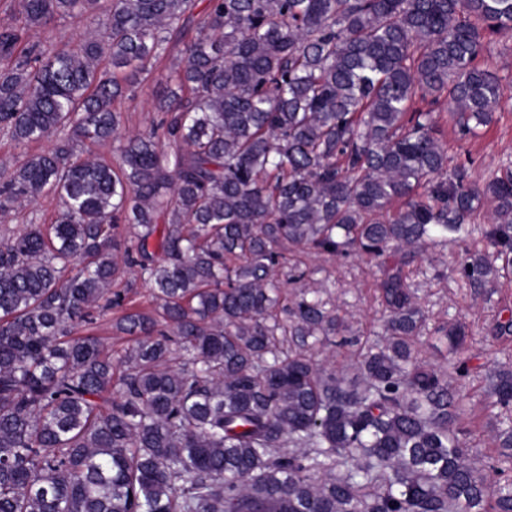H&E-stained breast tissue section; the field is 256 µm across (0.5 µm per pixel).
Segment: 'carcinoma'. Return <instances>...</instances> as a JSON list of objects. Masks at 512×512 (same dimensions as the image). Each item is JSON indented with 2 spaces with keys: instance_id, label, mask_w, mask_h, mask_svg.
<instances>
[{
  "instance_id": "1",
  "label": "carcinoma",
  "mask_w": 512,
  "mask_h": 512,
  "mask_svg": "<svg viewBox=\"0 0 512 512\" xmlns=\"http://www.w3.org/2000/svg\"><path fill=\"white\" fill-rule=\"evenodd\" d=\"M19 0L0 19V129L55 138L0 171V214L52 195L0 242V512H512V455L470 462L448 375L403 267L486 221L475 288L512 276V163L470 183L434 113L469 135L502 106L484 64L512 0ZM91 20L46 52L25 30ZM196 36L164 73L166 44ZM158 77L159 124L114 103ZM112 142L119 163L84 154ZM300 253L377 262L383 339L306 287ZM149 283L156 313L112 285ZM300 286L293 306L280 288ZM122 353L94 333L114 309ZM458 379L467 327L444 323ZM356 347L349 377L317 343ZM512 413V370L489 376ZM494 441L512 448V417Z\"/></svg>"
}]
</instances>
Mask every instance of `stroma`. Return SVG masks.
Returning a JSON list of instances; mask_svg holds the SVG:
<instances>
[{"instance_id": "stroma-1", "label": "stroma", "mask_w": 512, "mask_h": 512, "mask_svg": "<svg viewBox=\"0 0 512 512\" xmlns=\"http://www.w3.org/2000/svg\"><path fill=\"white\" fill-rule=\"evenodd\" d=\"M93 31L88 21L61 18L47 27L28 29L26 37L53 50L76 44ZM163 90V84L154 80L140 87L134 98L117 102L127 131L138 130L157 120L153 100ZM462 145L473 160L469 169V178L473 181L502 163L512 161V105L503 104L494 122ZM466 249L486 251L480 233H473L462 244L452 242L428 250L406 266L405 272L428 315L429 325L462 321L471 331V364L481 368L482 373L456 382L455 387L466 407L461 425L467 432L471 459L490 480L494 474L487 471L486 463L498 453L492 443V428L498 420L499 409L488 392L486 374L499 368H512V337H494L490 328L498 319L512 315V279L500 280L485 290L465 284L456 274L455 266ZM301 260L314 271L313 287L321 289L323 298L336 305L354 334L366 336L379 331L382 315L377 288L379 271L373 262L358 256L343 260L315 254L302 255Z\"/></svg>"}]
</instances>
